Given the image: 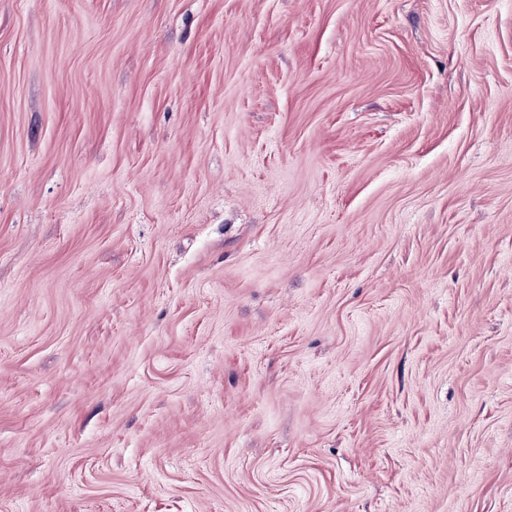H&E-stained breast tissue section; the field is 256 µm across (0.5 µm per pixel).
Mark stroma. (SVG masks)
<instances>
[{"mask_svg":"<svg viewBox=\"0 0 512 512\" xmlns=\"http://www.w3.org/2000/svg\"><path fill=\"white\" fill-rule=\"evenodd\" d=\"M0 512H512V0H0Z\"/></svg>","mask_w":512,"mask_h":512,"instance_id":"1","label":"stroma"}]
</instances>
